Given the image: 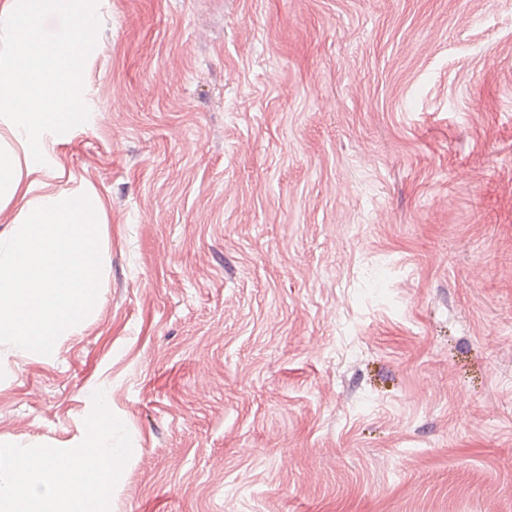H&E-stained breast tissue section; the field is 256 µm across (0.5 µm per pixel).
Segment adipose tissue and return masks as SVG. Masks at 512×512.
Here are the masks:
<instances>
[{"label":"adipose tissue","instance_id":"ef3b65f1","mask_svg":"<svg viewBox=\"0 0 512 512\" xmlns=\"http://www.w3.org/2000/svg\"><path fill=\"white\" fill-rule=\"evenodd\" d=\"M77 17L94 37L80 0H11L0 7V209L16 205L0 237V338L22 351H52L78 316L101 302L99 252L105 204L94 193L40 189L32 175L49 133L81 111L72 88L81 71L70 34L46 37L49 16ZM86 209H78V200ZM120 464L98 443L29 453L0 448V512H96Z\"/></svg>","mask_w":512,"mask_h":512}]
</instances>
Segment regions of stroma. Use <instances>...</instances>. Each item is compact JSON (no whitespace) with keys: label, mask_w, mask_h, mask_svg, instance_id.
Returning <instances> with one entry per match:
<instances>
[{"label":"stroma","mask_w":512,"mask_h":512,"mask_svg":"<svg viewBox=\"0 0 512 512\" xmlns=\"http://www.w3.org/2000/svg\"><path fill=\"white\" fill-rule=\"evenodd\" d=\"M36 180L106 202L103 297L0 340V447L99 512H512V0H90ZM119 464L102 443L65 452L0 448V511L96 512Z\"/></svg>","instance_id":"stroma-1"}]
</instances>
